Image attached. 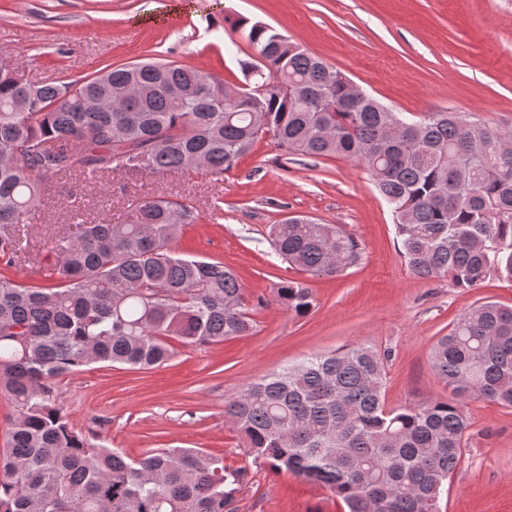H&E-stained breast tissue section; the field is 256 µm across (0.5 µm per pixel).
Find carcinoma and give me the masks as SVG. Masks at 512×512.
I'll return each instance as SVG.
<instances>
[{
    "mask_svg": "<svg viewBox=\"0 0 512 512\" xmlns=\"http://www.w3.org/2000/svg\"><path fill=\"white\" fill-rule=\"evenodd\" d=\"M236 29L259 56L243 87L160 61L61 84L0 72V392L16 408L0 449V512H237L251 489L247 467L201 448L131 460L75 430L56 403L53 381L82 366L156 367L177 344L256 327L232 268L174 251L201 220L185 199L135 197L116 224L87 222L75 205L77 235L56 236L58 283L11 279L29 259L19 225L37 223L64 178L222 175L269 136L291 155L360 165L415 276L463 289L512 281L511 130L448 111L410 121L364 91L351 96L345 75L273 27ZM268 242L313 277L362 260L351 232L307 215L269 225ZM274 301L303 315L314 298L307 282L286 280ZM387 358L363 345L312 354L246 385L224 416L254 460L325 487L346 512H439L468 447L467 406L512 408V307L484 302L437 340L431 368L446 399L388 407Z\"/></svg>",
    "mask_w": 512,
    "mask_h": 512,
    "instance_id": "cac0c4a2",
    "label": "carcinoma"
}]
</instances>
